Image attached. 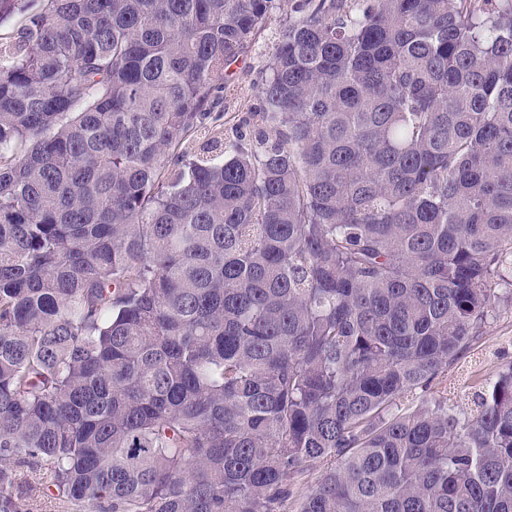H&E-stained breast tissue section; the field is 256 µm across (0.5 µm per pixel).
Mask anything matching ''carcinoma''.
Listing matches in <instances>:
<instances>
[{
	"mask_svg": "<svg viewBox=\"0 0 512 512\" xmlns=\"http://www.w3.org/2000/svg\"><path fill=\"white\" fill-rule=\"evenodd\" d=\"M275 2L0 0V512H512V0H293L202 156ZM281 1H285L281 2V9L273 10L265 19L259 49L240 56L227 72L225 81L229 88L226 92L224 91V96L226 95L224 137L232 136V128H239L242 119L249 112H257L264 105L256 84L261 81V72L268 63L280 31L291 13L292 0ZM512 361V308H500L482 338L457 366L448 369V398L473 407L472 396L495 377L501 365ZM451 391V394L449 393ZM458 395L456 398L452 393Z\"/></svg>",
	"mask_w": 512,
	"mask_h": 512,
	"instance_id": "carcinoma-1",
	"label": "carcinoma"
}]
</instances>
